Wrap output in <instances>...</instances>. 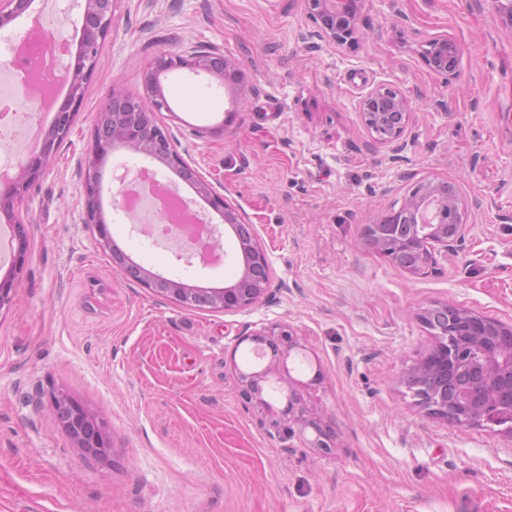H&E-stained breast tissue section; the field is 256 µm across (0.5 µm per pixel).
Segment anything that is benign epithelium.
Masks as SVG:
<instances>
[{
	"label": "benign epithelium",
	"instance_id": "1",
	"mask_svg": "<svg viewBox=\"0 0 512 512\" xmlns=\"http://www.w3.org/2000/svg\"><path fill=\"white\" fill-rule=\"evenodd\" d=\"M115 0H77L81 9L79 47L69 56L65 71L68 93L55 115L58 133L46 140L22 159L14 175L0 179V210L9 212L21 201L31 184L37 181L50 165L62 140L68 135L78 106L84 98L85 85L96 68L103 43L112 32ZM32 0H0V28H4L26 13ZM307 14L314 35L329 45H344L356 38L358 0H306ZM213 56L196 51L189 56L163 52L157 68L188 67L209 70ZM425 63L444 82L456 80L460 70V51L454 40L446 35L431 39ZM144 96L125 92L112 94L105 110H121L130 105L134 112L122 124L94 132L88 153L84 181V223L98 228L101 245L110 248L109 236L101 202V165L107 155L119 148L150 157L170 169L186 167L182 155L173 145L155 114L170 111L155 74L146 81ZM364 121L376 134L377 141L398 151L406 126L407 102L404 96L383 85L365 94L359 103ZM197 194L208 200L212 208L235 230L243 228L224 197L209 183L195 177ZM428 199L411 192L401 207L386 215L380 224L370 225L380 237L379 250L389 256L391 251L410 250L419 254L418 262L408 271L421 276L437 269L439 259L448 257L462 238L466 225L454 229L439 222V216L449 209L462 206L459 195L448 196L447 184H424ZM243 271L240 278L225 288H188L180 281L165 278L142 269L138 281L158 295L172 297L190 307L196 306L199 296L209 299V308L224 311H247L260 303L269 282L268 261L263 249L246 238L241 247ZM288 338L293 348L292 333L284 326H274L241 337L264 351L269 347L278 355L273 337ZM268 370L241 371L238 380L244 393L266 408L270 404L261 397V383ZM405 385L415 402L429 414L455 426L490 425L503 428L512 437V326L492 321L471 311L456 308L448 325L437 329V344L421 356L408 370ZM51 402L61 404L67 411L65 430L74 447L82 454L101 456L108 446L105 423L56 391ZM288 415L299 431L312 427L316 436L307 442L310 448L330 447V436L320 425L307 420L303 411L288 401Z\"/></svg>",
	"mask_w": 512,
	"mask_h": 512
}]
</instances>
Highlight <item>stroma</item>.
<instances>
[{"mask_svg":"<svg viewBox=\"0 0 512 512\" xmlns=\"http://www.w3.org/2000/svg\"><path fill=\"white\" fill-rule=\"evenodd\" d=\"M355 42L302 39L305 0H116L70 135L15 214L21 271L0 309V512H512V437L457 427L413 402L407 370L436 337V305L512 326V17L494 0H363ZM453 38L458 78L424 62ZM224 55L238 82L160 52ZM157 72L158 113L185 162L251 224L269 262L264 300L244 312L188 307L113 264L86 226L84 180L99 114ZM408 101L402 152L376 142L359 110L377 85ZM156 168L218 225L223 263L177 260L113 206L112 171ZM452 183L467 230L435 272L414 276L370 246L366 225L424 182ZM112 242L145 269L222 288L242 272L228 224L174 172L118 149L102 163ZM281 324L298 351L264 389L296 401L333 445L271 424L241 369H262L243 335ZM106 423L105 459L80 454L49 394Z\"/></svg>","mask_w":512,"mask_h":512,"instance_id":"obj_1","label":"stroma"}]
</instances>
